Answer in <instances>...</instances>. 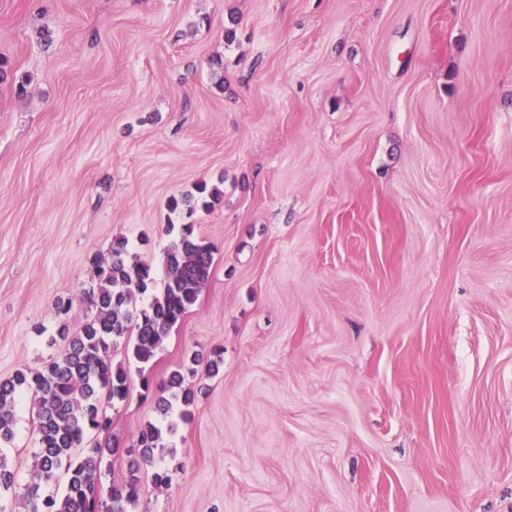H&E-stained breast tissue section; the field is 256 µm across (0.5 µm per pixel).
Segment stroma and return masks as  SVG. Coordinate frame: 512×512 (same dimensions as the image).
<instances>
[{"instance_id": "1", "label": "stroma", "mask_w": 512, "mask_h": 512, "mask_svg": "<svg viewBox=\"0 0 512 512\" xmlns=\"http://www.w3.org/2000/svg\"><path fill=\"white\" fill-rule=\"evenodd\" d=\"M0 55L1 380L114 238L159 281L175 226L212 251L154 358L112 353L108 485L202 359L136 512H512V0H0ZM161 393L159 398V408L163 415L172 418L174 411L177 410V416L180 420H188L190 412L179 407L187 406L192 401V390L185 385V375L180 370L173 371L168 379L159 387ZM164 394H167L165 396Z\"/></svg>"}]
</instances>
